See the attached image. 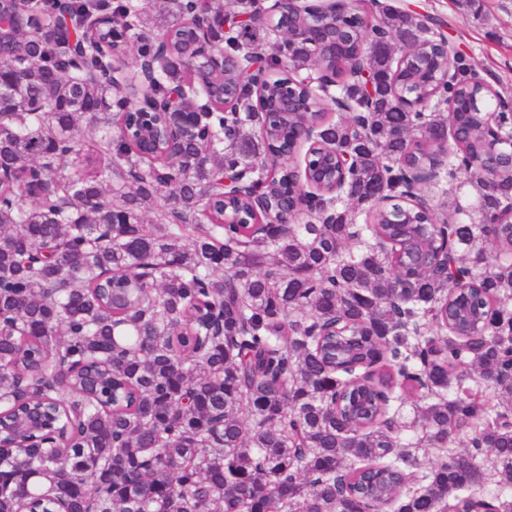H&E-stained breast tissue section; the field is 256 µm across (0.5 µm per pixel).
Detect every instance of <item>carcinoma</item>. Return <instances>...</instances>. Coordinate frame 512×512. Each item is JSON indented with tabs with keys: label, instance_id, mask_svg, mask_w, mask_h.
<instances>
[{
	"label": "carcinoma",
	"instance_id": "1",
	"mask_svg": "<svg viewBox=\"0 0 512 512\" xmlns=\"http://www.w3.org/2000/svg\"><path fill=\"white\" fill-rule=\"evenodd\" d=\"M154 4L156 36L134 0L66 5L106 17L108 33L129 31L149 76L123 90L113 71L124 42L79 50L81 32L64 34L55 0L0 3L10 26L0 37V396L21 400L0 411L4 435L21 443L0 448V512H473L485 460L490 498L512 512V264L496 257L512 252V223H484L512 205V166L483 132L492 88L440 44L399 55L373 43L380 25L406 46L426 15L388 8L366 26L327 25L319 63L349 105L361 107L351 78L361 49L382 83L361 128L332 118L326 94L302 120L357 167L328 219L315 211L256 235L250 201L219 200L218 184L226 168H259L269 205L283 204L292 175L266 162L297 140L299 121L276 107L288 78L240 85L248 57L217 26L224 70L212 68L211 47L188 27L193 0ZM278 53L270 66L313 64L303 39ZM185 82L197 89L165 120L194 113L205 136L158 140L136 120L132 138L119 137L127 90L155 100ZM430 104L456 108L448 182L468 176L478 190L475 205L448 206L457 273L474 278L464 306L498 310L476 341L444 325L446 270L404 272L391 260L406 249L401 226L432 220L408 202L403 177L442 152L404 136L445 125ZM81 123L98 135L77 138ZM474 155L489 168L468 170ZM310 172L334 177L318 149ZM380 188L395 203L376 206ZM354 206L369 212L360 229ZM147 208L158 211L151 226ZM338 322L361 338L359 356L322 335ZM416 371L430 390L407 425L423 436L407 439L377 418L399 415L393 374ZM31 409L42 412L38 430L20 427ZM421 447L442 461L422 469Z\"/></svg>",
	"mask_w": 512,
	"mask_h": 512
}]
</instances>
